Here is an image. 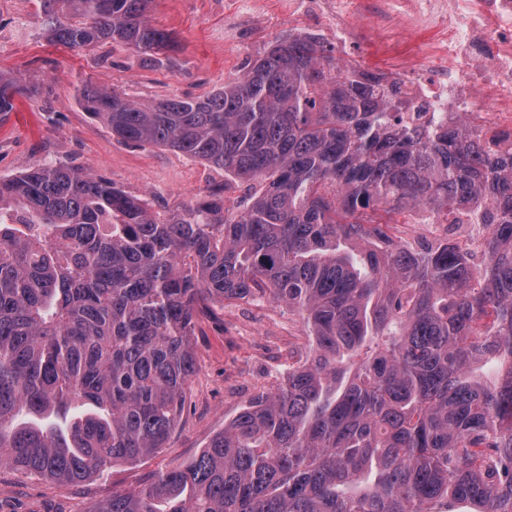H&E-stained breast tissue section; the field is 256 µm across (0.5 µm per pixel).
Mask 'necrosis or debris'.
Returning <instances> with one entry per match:
<instances>
[{"label":"necrosis or debris","mask_w":512,"mask_h":512,"mask_svg":"<svg viewBox=\"0 0 512 512\" xmlns=\"http://www.w3.org/2000/svg\"><path fill=\"white\" fill-rule=\"evenodd\" d=\"M312 11L333 4L335 45L351 52L367 34L375 0H306ZM416 23L431 34L414 60L393 69L411 106L405 122L455 124L467 118L512 158V0H414Z\"/></svg>","instance_id":"1"}]
</instances>
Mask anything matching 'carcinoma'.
I'll return each instance as SVG.
<instances>
[{"label":"carcinoma","instance_id":"obj_1","mask_svg":"<svg viewBox=\"0 0 512 512\" xmlns=\"http://www.w3.org/2000/svg\"><path fill=\"white\" fill-rule=\"evenodd\" d=\"M150 0H42L55 43L161 53ZM28 87L0 74V115ZM78 103L123 143L246 185L165 216L101 175L0 177V466L76 484L162 448L195 369L199 310L264 298L307 348L201 454L97 512H512V165L461 120L402 125L382 77L288 36L197 98ZM484 202L476 266L385 228Z\"/></svg>","mask_w":512,"mask_h":512}]
</instances>
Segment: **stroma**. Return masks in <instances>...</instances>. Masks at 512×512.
<instances>
[{
  "label": "stroma",
  "instance_id": "obj_1",
  "mask_svg": "<svg viewBox=\"0 0 512 512\" xmlns=\"http://www.w3.org/2000/svg\"><path fill=\"white\" fill-rule=\"evenodd\" d=\"M148 15L175 40L161 66L121 45L74 51L52 43L40 0H0V72L22 77L30 88L14 112L0 118V176L63 161L145 196L160 213L222 184L229 203L244 196V185L225 184L223 172L202 161L119 142L81 109L77 92L91 83L141 101L202 96L241 75L298 27L330 42L328 21L303 15L301 0H152ZM305 341L300 316L267 297L198 314L195 371L166 448L70 486L0 466V512H94L113 493L188 463L223 431L225 420L285 376Z\"/></svg>",
  "mask_w": 512,
  "mask_h": 512
}]
</instances>
